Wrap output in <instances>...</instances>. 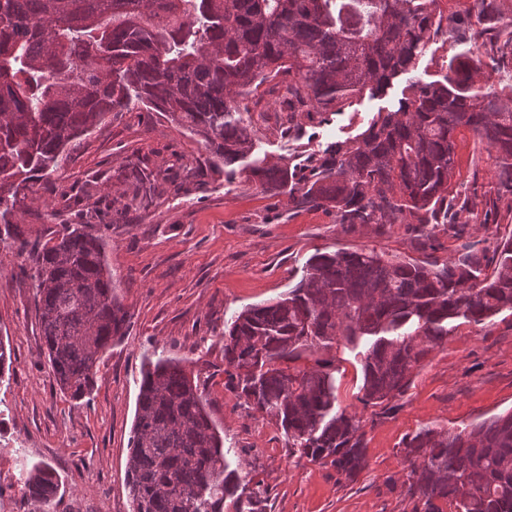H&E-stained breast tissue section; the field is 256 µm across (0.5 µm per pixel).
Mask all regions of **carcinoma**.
<instances>
[{
  "instance_id": "1",
  "label": "carcinoma",
  "mask_w": 512,
  "mask_h": 512,
  "mask_svg": "<svg viewBox=\"0 0 512 512\" xmlns=\"http://www.w3.org/2000/svg\"><path fill=\"white\" fill-rule=\"evenodd\" d=\"M440 0H0V252L30 267L34 305L56 384L92 395L103 353L125 335L127 313L112 281L106 240L89 224H64L32 245L14 222L42 183L108 114L142 103L198 138L214 169L251 153L256 127L238 97L269 80L295 113L342 109L384 92L415 66L454 20ZM477 19L504 21L496 39L512 57L502 0H473ZM478 68L456 57L442 80L415 84L351 141L311 159L305 195L348 224L420 228L448 224L454 137L472 131L495 151L512 194V87L476 86ZM267 189L288 168L254 166ZM129 203L147 206L169 170L127 166ZM455 260L417 261L374 249L315 253L300 282L276 301L224 322V374L244 404L275 422L291 455L322 461L348 479L366 466L361 420L336 408L321 349L357 347L359 401L385 407L459 326L512 312V235L489 261L465 242ZM127 460L133 512H263L268 488L249 486L224 452L199 383L176 357L147 359ZM413 512H512V411L471 425L423 427L403 442ZM24 496L57 512L62 482L47 463L20 472Z\"/></svg>"
}]
</instances>
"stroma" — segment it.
Returning <instances> with one entry per match:
<instances>
[{
  "mask_svg": "<svg viewBox=\"0 0 512 512\" xmlns=\"http://www.w3.org/2000/svg\"><path fill=\"white\" fill-rule=\"evenodd\" d=\"M461 23L439 32L412 71L377 97L341 111L303 116L288 129L286 113L271 107L276 83L244 102L264 99L253 152L233 166H208L205 148L163 113L137 106L112 113L71 153L58 182L69 199L45 184L42 204L25 217L28 240L46 239L64 224H83L98 211L95 233L108 242V261L128 313L126 335L107 351L90 401L76 402L56 386L42 353L30 268L22 257L0 254V341L9 344L12 372L0 384V486L7 512H34L18 477L23 466L49 463L63 483L58 512H131L126 485L129 437L146 358L180 357L204 386L206 409L224 432L233 463L269 490L266 512H412L401 483L409 472L403 442L426 425L463 428L512 410V314L485 325L464 323L415 370L407 392L387 408L364 406L354 351L336 353L337 408L362 422L367 466L349 480L335 468L289 455L276 425L237 400L225 386L224 322L245 306L294 287L318 251L373 249L403 259L457 257L461 240L494 251L512 235V195L498 185L494 151L469 131L457 134L451 187L455 231L422 233L414 225L345 224L332 204H313L300 189L308 159L363 132L380 111L397 107L411 84L442 79L457 55L479 66L483 88L512 85V60L482 49L468 0H441ZM173 167L179 178L147 208L123 216L105 212L110 190L124 186V166L136 159ZM288 166L297 193L268 190L251 167ZM97 193L84 198L86 180ZM485 223H476L475 214Z\"/></svg>",
  "mask_w": 512,
  "mask_h": 512,
  "instance_id": "35a3bbf8",
  "label": "stroma"
}]
</instances>
